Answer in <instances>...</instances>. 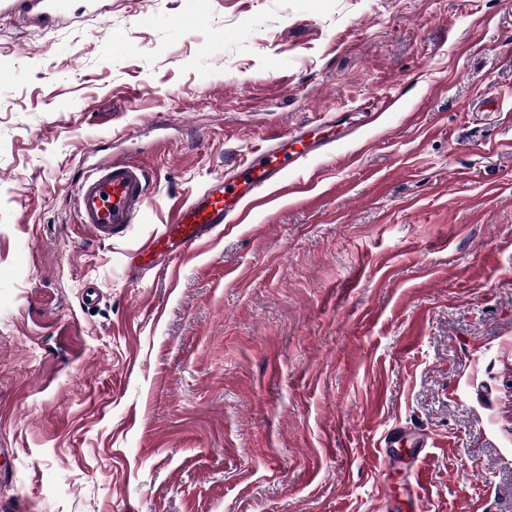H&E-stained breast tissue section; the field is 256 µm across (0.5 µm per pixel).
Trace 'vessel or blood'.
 <instances>
[{
    "instance_id": "vessel-or-blood-1",
    "label": "vessel or blood",
    "mask_w": 512,
    "mask_h": 512,
    "mask_svg": "<svg viewBox=\"0 0 512 512\" xmlns=\"http://www.w3.org/2000/svg\"><path fill=\"white\" fill-rule=\"evenodd\" d=\"M66 7L67 0H0V16L51 22ZM321 128V139L305 126L267 138L234 167L230 180L206 184L181 205L170 223L156 225L129 250L130 271L140 276L160 271V259L177 261L222 235L225 228L242 223L248 208L264 203L266 190L280 183L289 167L306 161L316 146L335 142L334 121L323 120ZM74 200L80 223L106 242L123 236L146 208L148 177L137 165L104 157L78 180Z\"/></svg>"
}]
</instances>
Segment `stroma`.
<instances>
[{
  "instance_id": "35a3bbf8",
  "label": "stroma",
  "mask_w": 512,
  "mask_h": 512,
  "mask_svg": "<svg viewBox=\"0 0 512 512\" xmlns=\"http://www.w3.org/2000/svg\"><path fill=\"white\" fill-rule=\"evenodd\" d=\"M331 114L356 124L289 169L306 193L128 276L184 200ZM96 146L149 175L110 243L70 200ZM419 468L426 512H512V0L0 18V512H399Z\"/></svg>"
}]
</instances>
